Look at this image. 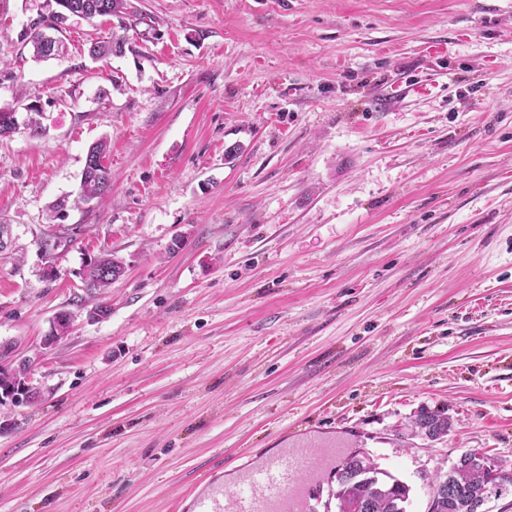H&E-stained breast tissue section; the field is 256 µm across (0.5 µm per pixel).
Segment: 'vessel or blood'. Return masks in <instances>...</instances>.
<instances>
[{"label":"vessel or blood","instance_id":"vessel-or-blood-1","mask_svg":"<svg viewBox=\"0 0 512 512\" xmlns=\"http://www.w3.org/2000/svg\"><path fill=\"white\" fill-rule=\"evenodd\" d=\"M319 466L318 457L307 448H293L271 457L257 470L241 477L249 487L240 494L222 487L199 497L194 512H289L306 477Z\"/></svg>","mask_w":512,"mask_h":512}]
</instances>
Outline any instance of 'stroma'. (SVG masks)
Returning <instances> with one entry per match:
<instances>
[{"label": "stroma", "instance_id": "obj_1", "mask_svg": "<svg viewBox=\"0 0 512 512\" xmlns=\"http://www.w3.org/2000/svg\"><path fill=\"white\" fill-rule=\"evenodd\" d=\"M129 4L123 55L77 18L36 61L44 0H0V341L74 316L42 399L0 408V512H179L285 444L367 451L408 512L467 451L512 470V0ZM102 139L112 189L47 279L36 237ZM103 250L126 272L92 320ZM414 425L418 429L430 428L433 433L440 436L448 435L452 427L451 421L447 416L430 411H421L420 414L416 416Z\"/></svg>", "mask_w": 512, "mask_h": 512}]
</instances>
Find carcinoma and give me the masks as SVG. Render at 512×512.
Instances as JSON below:
<instances>
[{"instance_id": "carcinoma-1", "label": "carcinoma", "mask_w": 512, "mask_h": 512, "mask_svg": "<svg viewBox=\"0 0 512 512\" xmlns=\"http://www.w3.org/2000/svg\"><path fill=\"white\" fill-rule=\"evenodd\" d=\"M71 3L82 7L87 18L115 17L118 25H123L127 15L126 0H70ZM58 24L55 17L50 16L35 26H31L21 39L32 45L33 55L37 59L50 56L43 43L42 29H51ZM126 41L123 37L112 35L104 42H95L90 47L94 58L117 55L125 52ZM107 143L102 141L89 148L86 154V164L78 192L72 200H62L56 208L62 211L66 207L78 208L94 198L112 189V173L104 163ZM120 265L118 258L112 253H103L88 265L85 272L83 288L89 296L102 295L112 286V268ZM414 425L417 428H430L433 433L446 436L452 424L448 417L441 413L422 411L416 416ZM365 467L370 472L369 478L353 482L347 475L336 474L340 484L338 498L345 502L344 512H403L410 499V486L396 476L370 460L365 461ZM463 490L451 503L436 506L435 512H470L469 503L474 495L503 489L512 485V473L503 469H491L484 455L476 450L470 452L468 463L459 469L448 471L444 476L432 480L429 487L432 491V502H437L443 482Z\"/></svg>"}]
</instances>
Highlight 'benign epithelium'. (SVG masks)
<instances>
[{
    "label": "benign epithelium",
    "mask_w": 512,
    "mask_h": 512,
    "mask_svg": "<svg viewBox=\"0 0 512 512\" xmlns=\"http://www.w3.org/2000/svg\"><path fill=\"white\" fill-rule=\"evenodd\" d=\"M46 9L41 16L60 15L65 18L73 16L86 17V14L66 3L65 0H45ZM70 238L68 228H50L41 232L37 242L58 243L53 254L62 253ZM73 315L68 311L56 313L52 320L50 332L42 339L38 352L33 356H22L15 343L0 342V375L9 377L10 382L0 387V407L6 405L29 404L41 398V390L33 384L32 376L38 362L52 352L65 340L73 327Z\"/></svg>",
    "instance_id": "7a95c632"
}]
</instances>
